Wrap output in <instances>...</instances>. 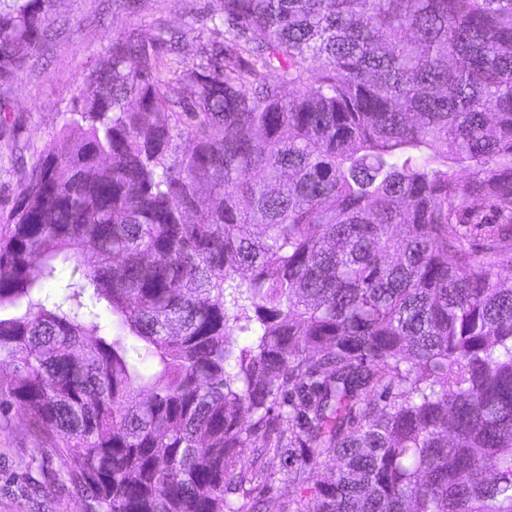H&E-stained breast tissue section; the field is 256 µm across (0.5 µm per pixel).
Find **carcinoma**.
<instances>
[{
    "label": "carcinoma",
    "mask_w": 512,
    "mask_h": 512,
    "mask_svg": "<svg viewBox=\"0 0 512 512\" xmlns=\"http://www.w3.org/2000/svg\"><path fill=\"white\" fill-rule=\"evenodd\" d=\"M52 2L0 12V79ZM211 23L190 65L112 39L0 219L3 417L78 512H262L276 473L282 512H512V0Z\"/></svg>",
    "instance_id": "cac0c4a2"
}]
</instances>
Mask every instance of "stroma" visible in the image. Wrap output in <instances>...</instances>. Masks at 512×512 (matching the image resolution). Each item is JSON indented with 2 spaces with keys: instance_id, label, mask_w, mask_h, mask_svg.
Instances as JSON below:
<instances>
[{
  "instance_id": "35a3bbf8",
  "label": "stroma",
  "mask_w": 512,
  "mask_h": 512,
  "mask_svg": "<svg viewBox=\"0 0 512 512\" xmlns=\"http://www.w3.org/2000/svg\"><path fill=\"white\" fill-rule=\"evenodd\" d=\"M223 0H57L66 25L41 43L8 81H0V214L12 208L25 172L73 110L87 75L105 59L121 33L151 30L157 23L183 35L182 57L197 60L209 37L210 19ZM72 457L56 454L32 436L26 416L13 411L0 420V512H76L80 495L64 477L76 469Z\"/></svg>"
}]
</instances>
